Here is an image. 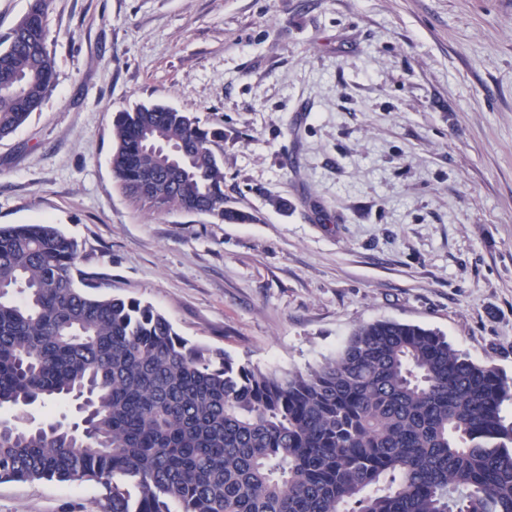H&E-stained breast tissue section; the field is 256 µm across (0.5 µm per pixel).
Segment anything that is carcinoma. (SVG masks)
<instances>
[{"label": "carcinoma", "instance_id": "cac0c4a2", "mask_svg": "<svg viewBox=\"0 0 512 512\" xmlns=\"http://www.w3.org/2000/svg\"><path fill=\"white\" fill-rule=\"evenodd\" d=\"M46 2L0 38V138L52 87ZM112 137L138 208L244 219L224 206L222 132L141 104ZM105 287L55 225L0 226V408L88 391L73 423L4 421L0 482H92L104 512H512V380L439 333L374 321L279 376Z\"/></svg>", "mask_w": 512, "mask_h": 512}]
</instances>
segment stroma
Returning <instances> with one entry per match:
<instances>
[{
  "mask_svg": "<svg viewBox=\"0 0 512 512\" xmlns=\"http://www.w3.org/2000/svg\"><path fill=\"white\" fill-rule=\"evenodd\" d=\"M47 44L0 226L57 225L112 296L242 365L303 372L389 320L512 378V0H49ZM149 103L223 130L245 222L123 194L113 119ZM0 512L103 500L6 481Z\"/></svg>",
  "mask_w": 512,
  "mask_h": 512,
  "instance_id": "stroma-1",
  "label": "stroma"
}]
</instances>
